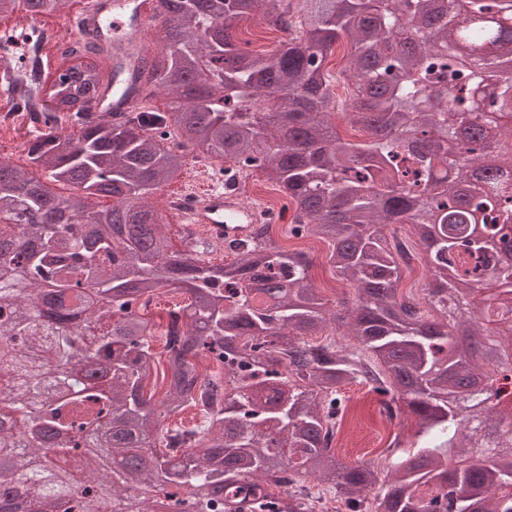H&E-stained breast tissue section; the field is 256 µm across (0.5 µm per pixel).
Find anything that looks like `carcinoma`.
Here are the masks:
<instances>
[{"instance_id": "cac0c4a2", "label": "carcinoma", "mask_w": 512, "mask_h": 512, "mask_svg": "<svg viewBox=\"0 0 512 512\" xmlns=\"http://www.w3.org/2000/svg\"><path fill=\"white\" fill-rule=\"evenodd\" d=\"M158 2L166 109L94 116L112 46L86 39L68 45L60 76L34 64L7 85L41 113L31 166L73 192L58 207L45 183L0 161V209L17 217L0 223V491L78 495L85 512L132 487L163 494L133 512H228L237 498L251 512H308L286 487L310 478L348 512H512V401L454 385L512 373V264L501 260L512 250V28L480 22L512 19V0ZM69 8L0 0V16ZM252 16L300 35L242 49L236 29ZM343 38L354 83L337 101L327 65ZM69 111L73 138L59 129ZM336 114L361 137L341 136ZM172 132L180 151L165 144ZM487 137L500 142L492 158ZM190 152L264 171L296 205L293 234L333 244L329 263L355 302L330 309L309 258L269 224L229 264L205 261L188 231L172 250L147 197ZM390 224L411 225L424 248V308L401 289L408 249ZM168 286L189 302L168 313L160 363L141 310ZM332 322L350 342H312ZM467 336L496 337L494 356ZM155 378L158 404L146 392ZM352 383L417 419L380 464L346 466L332 446ZM198 407L205 425L164 427Z\"/></svg>"}]
</instances>
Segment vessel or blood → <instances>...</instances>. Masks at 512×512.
Masks as SVG:
<instances>
[{"mask_svg":"<svg viewBox=\"0 0 512 512\" xmlns=\"http://www.w3.org/2000/svg\"><path fill=\"white\" fill-rule=\"evenodd\" d=\"M157 23L152 0H82L79 13L53 29L50 48L59 53L67 41L100 37L112 46V63L127 69L146 66L154 54L147 40ZM148 99L141 90L124 94H98L96 109L120 114L147 110ZM181 213L186 222L203 231L209 243H240L251 239L254 225L271 223L269 212L257 204L245 203L238 190L209 187L195 194Z\"/></svg>","mask_w":512,"mask_h":512,"instance_id":"obj_1","label":"vessel or blood"}]
</instances>
